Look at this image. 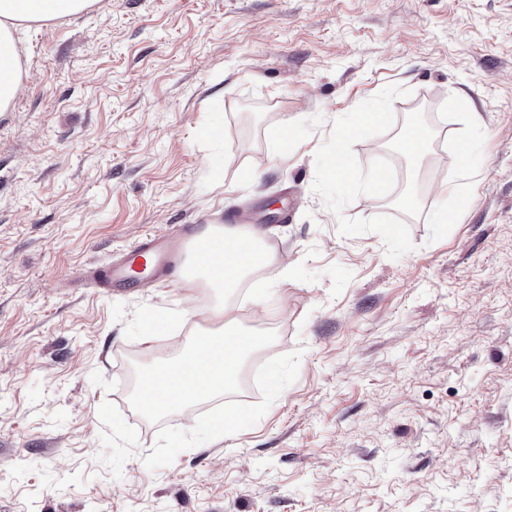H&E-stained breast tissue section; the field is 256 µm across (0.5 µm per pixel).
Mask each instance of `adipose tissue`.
Segmentation results:
<instances>
[{"label": "adipose tissue", "mask_w": 512, "mask_h": 512, "mask_svg": "<svg viewBox=\"0 0 512 512\" xmlns=\"http://www.w3.org/2000/svg\"><path fill=\"white\" fill-rule=\"evenodd\" d=\"M93 0H0V112L10 111L24 74L15 37L24 23L46 21L77 14Z\"/></svg>", "instance_id": "ef3b65f1"}]
</instances>
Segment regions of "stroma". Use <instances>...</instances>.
Wrapping results in <instances>:
<instances>
[{
    "instance_id": "35a3bbf8",
    "label": "stroma",
    "mask_w": 512,
    "mask_h": 512,
    "mask_svg": "<svg viewBox=\"0 0 512 512\" xmlns=\"http://www.w3.org/2000/svg\"><path fill=\"white\" fill-rule=\"evenodd\" d=\"M21 39L0 112V512H512V0H93ZM376 106L337 185V128ZM242 218L276 260L228 317L277 338L237 393L144 421L135 366L218 327L216 294L86 273ZM161 311L190 319L144 338Z\"/></svg>"
}]
</instances>
